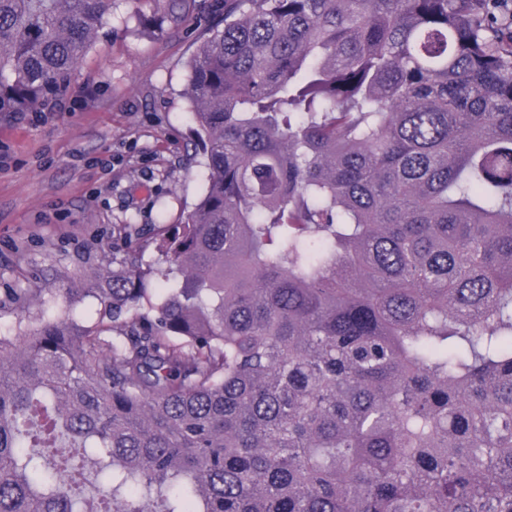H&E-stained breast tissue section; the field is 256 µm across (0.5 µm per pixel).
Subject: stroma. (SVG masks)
Instances as JSON below:
<instances>
[{"label":"stroma","mask_w":512,"mask_h":512,"mask_svg":"<svg viewBox=\"0 0 512 512\" xmlns=\"http://www.w3.org/2000/svg\"><path fill=\"white\" fill-rule=\"evenodd\" d=\"M119 0L52 111L0 118V333L56 318L82 275L118 268L116 224L180 223L200 197L186 61L215 22ZM40 289L18 309L10 297Z\"/></svg>","instance_id":"1"}]
</instances>
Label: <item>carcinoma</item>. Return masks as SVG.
I'll list each match as a JSON object with an SVG mask.
<instances>
[{
	"label": "carcinoma",
	"mask_w": 512,
	"mask_h": 512,
	"mask_svg": "<svg viewBox=\"0 0 512 512\" xmlns=\"http://www.w3.org/2000/svg\"><path fill=\"white\" fill-rule=\"evenodd\" d=\"M501 4L224 0L186 63L204 193L115 228L165 266L132 245L0 336V512H512ZM114 5L0 0V117L42 111ZM63 435L112 484L82 511ZM73 313L80 322L87 326L96 325L103 317L105 321L108 319L104 314V306L94 298H86L75 307Z\"/></svg>",
	"instance_id": "cac0c4a2"
}]
</instances>
